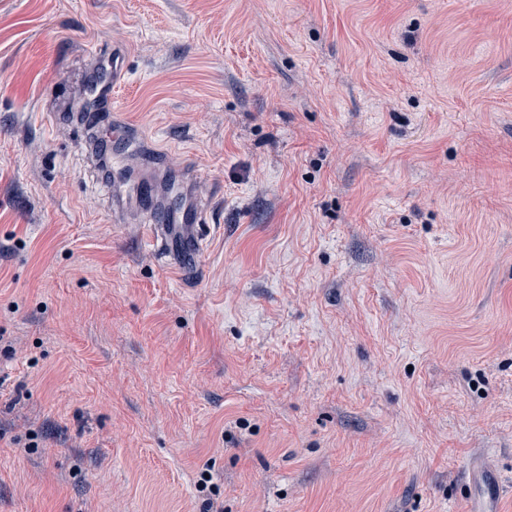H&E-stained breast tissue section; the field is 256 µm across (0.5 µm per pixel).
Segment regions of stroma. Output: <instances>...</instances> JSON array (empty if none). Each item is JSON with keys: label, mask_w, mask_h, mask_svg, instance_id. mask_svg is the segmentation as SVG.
Listing matches in <instances>:
<instances>
[{"label": "stroma", "mask_w": 512, "mask_h": 512, "mask_svg": "<svg viewBox=\"0 0 512 512\" xmlns=\"http://www.w3.org/2000/svg\"><path fill=\"white\" fill-rule=\"evenodd\" d=\"M0 512H512V0H0ZM99 74V70L95 68L86 80V86L94 90V96L86 97V93L83 92L82 97L69 106L66 111L72 119L76 114V119L84 122L90 129L97 128L109 92V86L99 81ZM108 138L119 145L118 152L112 154V173L119 178L124 175L129 160L142 152V145L129 129L118 128L113 124ZM209 212V204L200 203L195 208L185 211L181 217L180 225H186L190 231L188 249L195 263L203 250L205 224L208 223ZM146 213V221L143 227V235L149 244H154L160 240L161 245L171 246L172 225L169 224L168 215L165 211H144Z\"/></svg>", "instance_id": "1"}]
</instances>
